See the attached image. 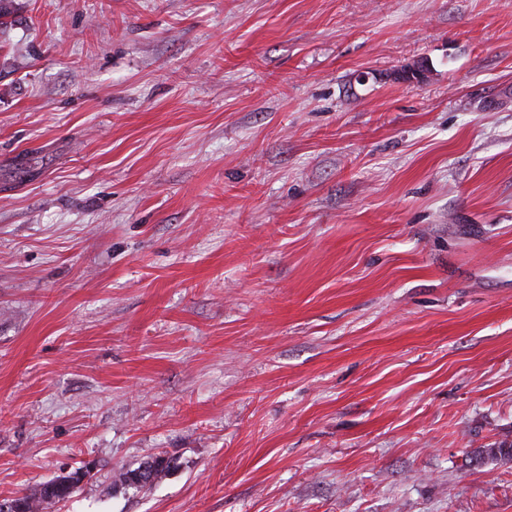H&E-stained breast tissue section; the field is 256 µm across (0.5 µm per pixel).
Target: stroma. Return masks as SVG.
<instances>
[{
    "label": "stroma",
    "mask_w": 512,
    "mask_h": 512,
    "mask_svg": "<svg viewBox=\"0 0 512 512\" xmlns=\"http://www.w3.org/2000/svg\"><path fill=\"white\" fill-rule=\"evenodd\" d=\"M494 443L512 0H0V500L512 512ZM154 468L147 473H139L142 464L133 470L120 472L114 482L121 486L133 489H143L152 486L158 479L168 473L174 466L173 459L164 455L153 456ZM82 471L81 468L75 470L72 473H69L66 476H59L53 480L47 481L39 486V488L35 489L34 492L30 494H24L21 496H17L10 500H4L1 503H7L2 506L4 512H7L8 509H12L13 512L18 510V505L16 503H20L24 506V511L22 512H38V508L43 503H52L63 501L71 496L73 490H70V484H66L67 478L73 479L71 475H79L78 472ZM48 484H55V490L51 495H48L43 487ZM16 502V503H9Z\"/></svg>",
    "instance_id": "obj_1"
}]
</instances>
